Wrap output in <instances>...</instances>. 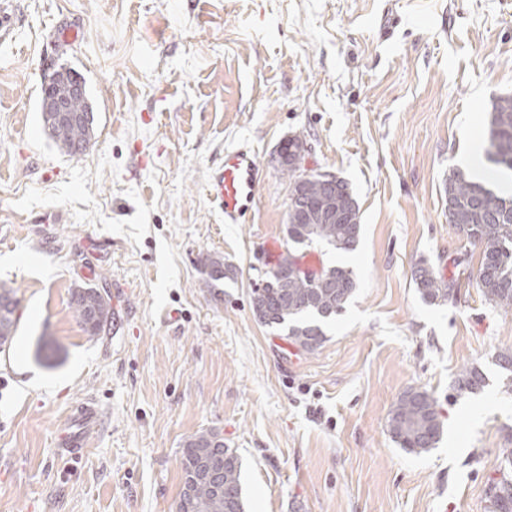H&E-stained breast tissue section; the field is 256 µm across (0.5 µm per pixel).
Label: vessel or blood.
Segmentation results:
<instances>
[{
  "instance_id": "1",
  "label": "vessel or blood",
  "mask_w": 512,
  "mask_h": 512,
  "mask_svg": "<svg viewBox=\"0 0 512 512\" xmlns=\"http://www.w3.org/2000/svg\"><path fill=\"white\" fill-rule=\"evenodd\" d=\"M266 176L256 150L250 145L225 150L223 164L212 170L206 187L210 200L223 211L225 223L246 222ZM101 422L102 412L94 401L87 400L73 408L58 437L61 453L81 457L99 432Z\"/></svg>"
}]
</instances>
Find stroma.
Listing matches in <instances>:
<instances>
[{
	"label": "stroma",
	"mask_w": 512,
	"mask_h": 512,
	"mask_svg": "<svg viewBox=\"0 0 512 512\" xmlns=\"http://www.w3.org/2000/svg\"><path fill=\"white\" fill-rule=\"evenodd\" d=\"M0 41V283L20 320L0 352V512H174L183 440L216 430L242 458L246 512H491L512 434L495 364L512 315L477 286L480 251L449 224L444 184L484 148L492 100L512 94V0H9ZM84 75L98 113L78 158L44 130L41 88ZM349 185L355 298L315 353L253 316L285 248L287 138ZM267 170L245 224L206 193L226 148ZM223 256L232 279L203 286ZM458 279L424 303L418 263ZM125 292L119 332L88 336L72 293ZM487 385L460 397L459 370ZM411 387L443 429L415 455L388 430ZM103 425L82 458L57 449L70 409Z\"/></svg>",
	"instance_id": "obj_1"
}]
</instances>
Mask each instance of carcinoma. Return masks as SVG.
<instances>
[{
  "label": "carcinoma",
  "instance_id": "carcinoma-1",
  "mask_svg": "<svg viewBox=\"0 0 512 512\" xmlns=\"http://www.w3.org/2000/svg\"><path fill=\"white\" fill-rule=\"evenodd\" d=\"M49 138L68 156L78 157L94 135L95 120L81 124H61L51 113H42ZM486 159L503 172H512V95L498 97L491 105L488 121ZM448 223L454 225L467 242L479 247L482 260L478 286L485 299L496 309L512 314V196H504L475 181L463 171L448 174ZM350 195L346 182H336L332 189L312 180L306 194L299 197L297 215L310 213L309 222H296L288 215L285 235L288 247L265 280L262 293L253 298L252 311L262 310L265 327L282 333L298 350L313 353L326 341L324 327L345 309L357 290L353 271L344 265H321L325 282L321 286L304 278L281 274L280 268L294 256L305 257L306 251L324 244L349 254L356 250L361 231L359 214L356 223H325L316 217L318 208L330 197ZM207 275L205 286L230 277L232 269L219 255L202 260ZM412 279L420 298L427 304L445 303L455 297V280H445L429 267L418 265ZM74 317L90 336H96L112 319L111 307L102 293L94 288H78L72 294ZM18 311L17 289L0 285V348L13 338ZM487 376L476 366L463 367L457 375L455 389L460 396L486 386ZM389 432L405 451L426 453L436 447L442 423L435 398L422 388L404 391L391 406ZM208 461L220 480V491L197 469ZM182 483L196 477L194 494L179 499L176 512H246L241 483L242 460L236 450L224 443L215 431L189 436L181 452ZM492 512H512V482L498 484L489 494Z\"/></svg>",
  "mask_w": 512,
  "mask_h": 512
}]
</instances>
